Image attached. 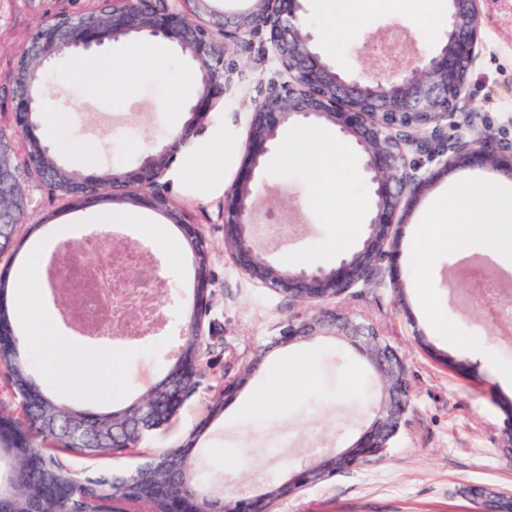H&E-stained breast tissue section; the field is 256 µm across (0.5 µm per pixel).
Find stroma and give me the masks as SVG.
I'll use <instances>...</instances> for the list:
<instances>
[{"mask_svg": "<svg viewBox=\"0 0 512 512\" xmlns=\"http://www.w3.org/2000/svg\"><path fill=\"white\" fill-rule=\"evenodd\" d=\"M91 0H0V127L9 128L8 89L16 62L36 25L61 13H78ZM306 19L317 51L339 70L370 68L363 43L374 36L387 43L392 30L425 49L441 38L445 23L428 27L424 16L403 0H307ZM481 35L485 49L468 77L458 109L472 115L487 137L488 149L512 151V0H484ZM161 54L137 67L122 105L105 111L86 97L84 85L98 73L81 67L66 91L70 107L48 145L59 162L92 176L108 168L130 169L154 152L188 115L164 111L165 103L196 99L199 66L179 46L159 38ZM236 65L231 86L208 113L191 149L159 181L172 206L198 224L211 259L208 354L195 392L170 423L143 441L152 451L182 445L201 421L209 426L193 457L211 487L227 496L253 495L311 456L347 447L360 433L373 401L365 394L369 369L348 344L318 338L277 347L273 341L288 318L305 307L246 278L224 249V193L236 180L248 136L251 105L276 77L265 37L232 45ZM112 119L115 131L103 138L100 124ZM312 145L336 138V131L312 123L283 126L265 158L267 191L259 208L258 240L272 263L286 268H329L355 250L358 240L342 237L335 217L318 202L313 173L288 158L299 131ZM22 192L39 227L25 242L32 249L62 224L81 222L103 203L76 209L37 177L25 178ZM430 199L420 195L402 217L399 283L376 281L336 298L335 304L372 325L403 358L411 387L405 422L390 448L356 468L278 500L272 512H473L472 490L489 488L512 494V454L506 453L504 428L512 415V391L476 352L489 350L498 363L512 367V327L494 315V295L483 294L461 276V262L423 257L414 236ZM423 272L429 287L413 285ZM193 273L166 272V285L151 302L166 318L163 330L141 341V354L129 369L132 391L111 402L120 410L161 380L177 347L184 309L193 293ZM447 313L450 335L435 330L436 313ZM464 333L474 351L460 355L456 333ZM463 356L466 371L447 369L431 350ZM262 362L223 414L208 419V408L225 384L237 379L254 356ZM303 365V383L276 390L290 365Z\"/></svg>", "mask_w": 512, "mask_h": 512, "instance_id": "35a3bbf8", "label": "stroma"}]
</instances>
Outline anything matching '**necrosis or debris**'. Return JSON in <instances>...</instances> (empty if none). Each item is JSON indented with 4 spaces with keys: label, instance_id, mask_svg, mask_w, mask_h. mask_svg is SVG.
<instances>
[{
    "label": "necrosis or debris",
    "instance_id": "necrosis-or-debris-1",
    "mask_svg": "<svg viewBox=\"0 0 512 512\" xmlns=\"http://www.w3.org/2000/svg\"><path fill=\"white\" fill-rule=\"evenodd\" d=\"M116 259L104 271H97L57 257L50 273L54 292L77 297L80 307L76 321L97 336L127 343L141 339L143 330L155 329L162 314L146 304L148 294L165 285L160 261L147 257L141 244L116 249ZM134 265L139 271L136 286L123 280V269Z\"/></svg>",
    "mask_w": 512,
    "mask_h": 512
}]
</instances>
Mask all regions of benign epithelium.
I'll list each match as a JSON object with an SVG mask.
<instances>
[{
    "mask_svg": "<svg viewBox=\"0 0 512 512\" xmlns=\"http://www.w3.org/2000/svg\"><path fill=\"white\" fill-rule=\"evenodd\" d=\"M182 9L161 7L163 0H102L109 16L96 26L76 14H62L67 32L60 39L50 31L38 30L32 41L38 46L35 65L30 67L34 81L41 84L46 66L65 49L90 50L106 41L103 32L112 28V38L149 36L175 41L182 52L196 61L203 81L195 104L189 106L184 126L171 134L168 142L130 169L122 183H112V195L136 187L135 203L164 214L188 239L201 236L198 225L154 190L159 178L188 147L202 129L215 99L230 81L234 64L226 58L228 42H246L268 36L279 79L253 103L248 144L240 174L224 193V242L241 270L253 281L313 308L304 317H290L282 326L276 343L289 346L317 336L347 340L368 359L380 376L382 403L370 417L352 445L323 454L294 469L285 480L290 492L311 485L316 475L328 479L359 465L389 447L401 429L407 412L410 386L403 359L391 346H383L373 327L355 322L351 316L322 303L368 285L379 277L396 281V256L400 222L397 215L437 178L457 166H488L512 177V152L490 153L478 144V131L460 141L444 168L427 174L417 173L408 161V152L427 148L444 135V122L454 117V109L467 92L470 69L483 50L480 26L482 0H448V30L433 51H419L397 71L381 76L364 72L346 74L325 61L313 45L310 31L304 29L306 0H234L238 7L219 10L216 0H181ZM13 134L0 132V187L11 186L20 178L15 138H24L43 112L40 95L10 91ZM306 121L335 129L351 139L362 151L364 169L369 175L372 205L362 245L352 259H342L330 269L283 270L260 255L253 230L258 223L257 200L262 188L263 162L269 145L285 124ZM9 207L0 208V239L9 223L1 212L25 214L26 198L19 192L8 197ZM193 302L206 299L210 286L208 266L194 262ZM254 364L241 377L224 385V403L233 401L246 384ZM188 398L180 382L167 386L151 402L138 401L132 415L107 434L72 416L59 428L52 420L46 428L60 431L68 439L90 434L101 440L124 436L140 445L147 433L165 425L164 414L177 413ZM212 496L224 512H271L272 500L263 494L230 498L216 492Z\"/></svg>",
    "mask_w": 512,
    "mask_h": 512,
    "instance_id": "obj_1",
    "label": "benign epithelium"
}]
</instances>
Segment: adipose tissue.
Wrapping results in <instances>:
<instances>
[{"instance_id":"ef3b65f1","label":"adipose tissue","mask_w":512,"mask_h":512,"mask_svg":"<svg viewBox=\"0 0 512 512\" xmlns=\"http://www.w3.org/2000/svg\"><path fill=\"white\" fill-rule=\"evenodd\" d=\"M150 46L139 44L125 50L94 58L99 79L87 86L86 94L95 96L103 107L117 105L127 91L124 75L133 73L147 57ZM307 134H300L288 148L289 159L308 166L314 173L320 200L339 219L346 233H354L363 201L349 197L334 176L346 162L340 144L326 142L310 148ZM417 238L424 253L433 258H462L473 247L503 267L512 266V187L496 184L489 175L463 178L459 183L438 189L430 198Z\"/></svg>"}]
</instances>
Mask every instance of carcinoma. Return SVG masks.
Segmentation results:
<instances>
[{"instance_id":"carcinoma-1","label":"carcinoma","mask_w":512,"mask_h":512,"mask_svg":"<svg viewBox=\"0 0 512 512\" xmlns=\"http://www.w3.org/2000/svg\"><path fill=\"white\" fill-rule=\"evenodd\" d=\"M26 157L39 175L46 170L55 173L51 181L60 196L66 195L72 181L80 178L73 170L62 168L45 145L42 136L34 133L24 141ZM10 281L0 278V320L8 329H15L12 306L8 302ZM0 365L6 369L8 385L13 393L24 397L39 393L42 405L31 411L25 405L19 411L4 412L0 420V465L8 467V475L0 476V502L9 512H106V504L116 498L148 506L152 512H164L166 501L176 488L178 473L195 469L192 450L203 429L194 431L178 448H166L142 457L134 469L121 475L91 474L77 477L65 453L112 458L131 453L124 442H99L87 437L72 445L59 433L45 428L41 417L62 424L72 414H79L91 424L112 429L114 411L80 408L59 401L32 375L27 360L21 356L16 337L0 340ZM193 507L207 512L210 505L208 487L201 481L190 490Z\"/></svg>"}]
</instances>
